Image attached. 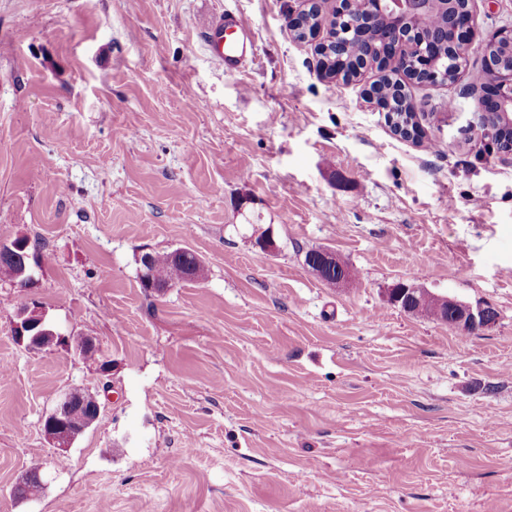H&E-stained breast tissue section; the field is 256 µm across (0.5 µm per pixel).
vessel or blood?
I'll return each mask as SVG.
<instances>
[{"label": "vessel or blood", "instance_id": "vessel-or-blood-1", "mask_svg": "<svg viewBox=\"0 0 512 512\" xmlns=\"http://www.w3.org/2000/svg\"><path fill=\"white\" fill-rule=\"evenodd\" d=\"M202 40L228 72L239 71L252 53L251 30L237 14L229 10L209 24Z\"/></svg>", "mask_w": 512, "mask_h": 512}]
</instances>
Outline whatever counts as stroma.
Listing matches in <instances>:
<instances>
[{
    "mask_svg": "<svg viewBox=\"0 0 512 512\" xmlns=\"http://www.w3.org/2000/svg\"><path fill=\"white\" fill-rule=\"evenodd\" d=\"M301 6L0 0V244L43 242L31 287L0 281V512H512V158L468 130L512 0H472L460 78L412 88L420 146L366 104L377 68L321 77ZM226 9L254 35L236 74L201 43ZM178 248L203 277L142 288ZM399 283L498 322L409 315ZM32 304L96 357L17 342ZM71 388L100 415L63 451ZM318 249H310L304 255V262L308 263L309 266H312L310 261L317 262V257L315 255V251ZM323 254V263L320 269H312L306 265V267L316 274L323 281L336 285V284H346V278L343 273L340 274V270H342V265L340 263L339 258L335 253L329 250L321 251ZM336 267L337 274L334 276V268ZM432 299L438 306L444 304L448 305V314L447 310H444L438 321L442 323L448 321L449 326H451L452 310L455 305L456 311L454 313L452 326L457 330L467 331L470 329L472 330V334H475L492 328L498 321V312L492 306L484 304L473 306L455 301L453 305L451 302H448L447 296L434 294H432ZM72 393H74L73 390L66 391L58 402L56 408L49 413L43 421L45 436L55 445V447L61 448V450H66L70 445L65 434V424L68 420L83 418L88 426H91L96 422L100 414L99 405V409L93 417H85L94 413L96 408L92 395L81 389L75 394V400L83 404V412L81 405L78 406V404L72 400Z\"/></svg>",
    "mask_w": 512,
    "mask_h": 512,
    "instance_id": "35a3bbf8",
    "label": "stroma"
}]
</instances>
